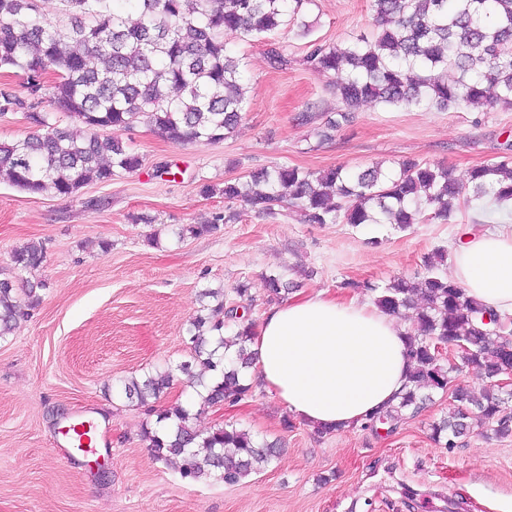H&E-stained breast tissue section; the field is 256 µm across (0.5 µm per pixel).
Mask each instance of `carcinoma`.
<instances>
[{
    "mask_svg": "<svg viewBox=\"0 0 512 512\" xmlns=\"http://www.w3.org/2000/svg\"><path fill=\"white\" fill-rule=\"evenodd\" d=\"M63 2L69 26L62 30L37 13L34 0H0V70L19 69L27 76L25 95L0 92V115L20 112L34 128L22 140L0 142V179L32 195L69 197L91 182L140 169L143 158L112 137L114 128L143 121L177 145L224 140L247 107L240 59L230 53L224 35L265 40L288 24L309 32L302 14L307 0H123L132 18L115 10L116 0ZM372 8L381 27L374 40L344 46L315 42L306 57L311 70L335 77L330 89L343 104L340 120L328 121L319 136L350 121L352 110L367 101L436 109L477 103L490 112L512 106V0H372ZM56 112L80 122L84 134L59 123ZM216 191L263 214L286 202L307 224H395L405 230L422 222L425 204L443 221L456 205L507 204L512 161L475 168L465 183L446 166L415 161L388 173L378 167L311 172L274 166L250 172L245 181L226 180L220 190L203 186L206 194ZM232 219L217 215L175 235L181 241L211 233ZM446 260L439 250L424 258L421 276L397 277L384 288L363 285L389 315L403 317L415 307L408 335L409 388L398 403L369 416L366 426L393 430L407 412L416 413L431 400V392L450 391L453 412L432 425L435 442L456 445L474 415L495 436L510 437L512 407L493 388L512 370V322L485 323V315L497 312L439 274ZM12 261L22 271L37 270L45 261L43 244L32 241L15 249ZM264 281L271 300L294 288L279 275ZM205 298L213 302L202 304L190 321L191 358L179 365L201 398L199 408L177 402L155 411L171 388L169 369L118 380L113 389L157 412L160 427L143 429L156 459H182L185 479L214 476L234 485L265 469L281 448L276 441L256 443L234 424L206 432L196 428L199 411L238 403L252 389L244 375L253 364L255 323L224 307V293L207 289L200 293ZM21 313L14 282L0 279V338L12 333ZM458 341L468 349L461 364L450 367L435 346ZM469 370L487 384L480 395L454 385L452 374Z\"/></svg>",
    "mask_w": 512,
    "mask_h": 512,
    "instance_id": "obj_1",
    "label": "carcinoma"
}]
</instances>
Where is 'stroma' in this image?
Returning <instances> with one entry per match:
<instances>
[{
  "mask_svg": "<svg viewBox=\"0 0 512 512\" xmlns=\"http://www.w3.org/2000/svg\"><path fill=\"white\" fill-rule=\"evenodd\" d=\"M302 37L280 27L270 43L238 34L226 40L243 63L249 108L235 132L217 143L177 146L147 123L113 137L143 158L142 167L72 197L31 195L0 181V279L39 283V301L14 332L0 339V512H512V437L477 425L447 448L430 438L452 399L406 416L392 433L354 428L318 436L302 423L283 425L279 402L260 386L235 406L209 408L196 426L237 423L284 452L267 469L227 485L192 481L180 463L156 460L142 436L155 414L112 391L115 380L155 367H176L190 355L189 324L199 293L249 283L250 317L269 303L265 275L301 283L303 292L345 296L351 284L385 286L412 277L426 256L454 251L460 239L512 225L508 210H455L448 221L410 229L392 224H307L282 205L255 213L226 201L225 180L285 165L317 172L356 171L415 160L447 165L458 180L474 167L512 158V108L485 111L462 104L445 111L361 105L328 141L317 123L338 106L329 78L304 63L312 42L344 44L375 38L370 0H314ZM288 63L275 67L269 44ZM312 122H305L303 114ZM217 194L207 196L204 185ZM91 199L103 208H88ZM236 218L213 233L176 240L187 224L218 213ZM42 242L35 271L16 269L12 252ZM93 421L97 449L82 452L61 429ZM104 459L105 472L90 463Z\"/></svg>",
  "mask_w": 512,
  "mask_h": 512,
  "instance_id": "35a3bbf8",
  "label": "stroma"
}]
</instances>
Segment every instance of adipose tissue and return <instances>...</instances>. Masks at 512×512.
<instances>
[{"mask_svg": "<svg viewBox=\"0 0 512 512\" xmlns=\"http://www.w3.org/2000/svg\"><path fill=\"white\" fill-rule=\"evenodd\" d=\"M451 280L512 318V230L470 237ZM408 326L356 295L319 290L272 305L252 339L251 381L313 427L343 430L395 403L408 382Z\"/></svg>", "mask_w": 512, "mask_h": 512, "instance_id": "obj_1", "label": "adipose tissue"}]
</instances>
